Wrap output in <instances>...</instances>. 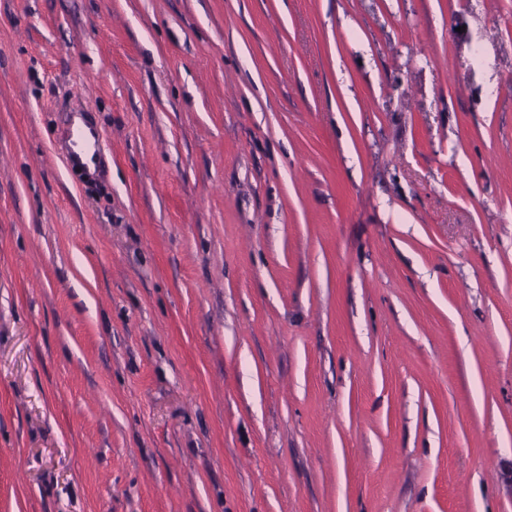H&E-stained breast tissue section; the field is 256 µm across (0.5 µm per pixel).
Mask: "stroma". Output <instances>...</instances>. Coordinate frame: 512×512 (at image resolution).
Segmentation results:
<instances>
[{"label": "stroma", "instance_id": "1", "mask_svg": "<svg viewBox=\"0 0 512 512\" xmlns=\"http://www.w3.org/2000/svg\"><path fill=\"white\" fill-rule=\"evenodd\" d=\"M0 512H512V0H0Z\"/></svg>", "mask_w": 512, "mask_h": 512}]
</instances>
